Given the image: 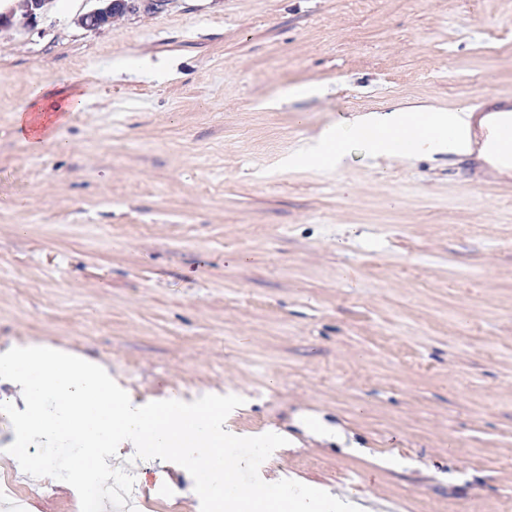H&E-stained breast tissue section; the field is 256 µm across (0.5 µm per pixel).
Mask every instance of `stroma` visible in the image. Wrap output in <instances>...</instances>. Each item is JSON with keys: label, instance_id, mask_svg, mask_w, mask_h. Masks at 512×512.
<instances>
[{"label": "stroma", "instance_id": "stroma-1", "mask_svg": "<svg viewBox=\"0 0 512 512\" xmlns=\"http://www.w3.org/2000/svg\"><path fill=\"white\" fill-rule=\"evenodd\" d=\"M90 0L0 29V350L46 340L137 398H243L286 474L375 512H512V177L454 154L283 168L370 112L512 94V0H143L103 30ZM84 97L41 148L17 112ZM341 426L353 447L297 425ZM26 512H80L7 452ZM142 512H200L179 465Z\"/></svg>", "mask_w": 512, "mask_h": 512}]
</instances>
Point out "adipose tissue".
Instances as JSON below:
<instances>
[{"label":"adipose tissue","instance_id":"ef3b65f1","mask_svg":"<svg viewBox=\"0 0 512 512\" xmlns=\"http://www.w3.org/2000/svg\"><path fill=\"white\" fill-rule=\"evenodd\" d=\"M32 112L17 115L21 137L31 147H39L53 127L68 113L79 111L82 96L68 89L55 92L34 90ZM501 115L489 112L474 117L466 110L455 112H389L369 114L352 123L325 130L311 156L312 161H340L350 143L365 145L377 157L399 156L400 139L408 138L422 154L477 155L500 173L512 172V153L498 146L495 130Z\"/></svg>","mask_w":512,"mask_h":512}]
</instances>
